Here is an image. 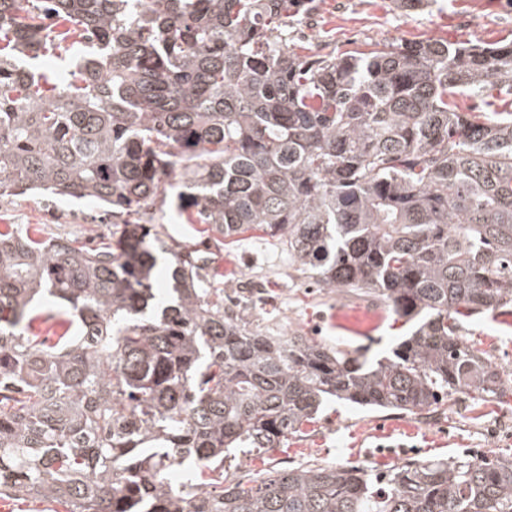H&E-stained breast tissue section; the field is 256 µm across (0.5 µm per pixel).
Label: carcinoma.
<instances>
[{
    "instance_id": "carcinoma-1",
    "label": "carcinoma",
    "mask_w": 512,
    "mask_h": 512,
    "mask_svg": "<svg viewBox=\"0 0 512 512\" xmlns=\"http://www.w3.org/2000/svg\"><path fill=\"white\" fill-rule=\"evenodd\" d=\"M314 0H0V196L50 191L122 219L112 242L0 232V499L64 512H512V457L285 467L224 485L236 448H278L330 399L411 416L503 403L463 337L512 306V41L300 56ZM50 77L25 65L48 52ZM224 243L283 241L321 288L372 294L412 335L368 360L249 332L171 248L154 292L143 216L166 181ZM69 306L54 343L34 298ZM187 465L172 487L174 461Z\"/></svg>"
}]
</instances>
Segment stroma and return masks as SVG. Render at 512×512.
<instances>
[{
  "instance_id": "35a3bbf8",
  "label": "stroma",
  "mask_w": 512,
  "mask_h": 512,
  "mask_svg": "<svg viewBox=\"0 0 512 512\" xmlns=\"http://www.w3.org/2000/svg\"><path fill=\"white\" fill-rule=\"evenodd\" d=\"M316 7L290 42L308 55L322 46L336 54L369 52L397 42L441 39L453 43L512 40V0H435L409 14L393 0H315ZM30 235L68 236L87 242L110 239L112 216L95 202L44 194L0 197V230L5 225ZM153 224L167 242L197 245L213 252L218 271L213 287L235 303L249 331L274 336H308L352 355L389 353L409 328L390 307L349 292L322 291L297 271L284 242L258 230L223 247L187 223L173 192L159 195ZM468 339L491 353L512 377V312L482 315L466 324ZM512 456V398L502 404H475L449 397L437 412L413 417L373 412L328 401L315 421L281 447L237 452L224 463V481L249 482L268 472L307 464L364 467L375 473L403 460H443L483 455Z\"/></svg>"
}]
</instances>
